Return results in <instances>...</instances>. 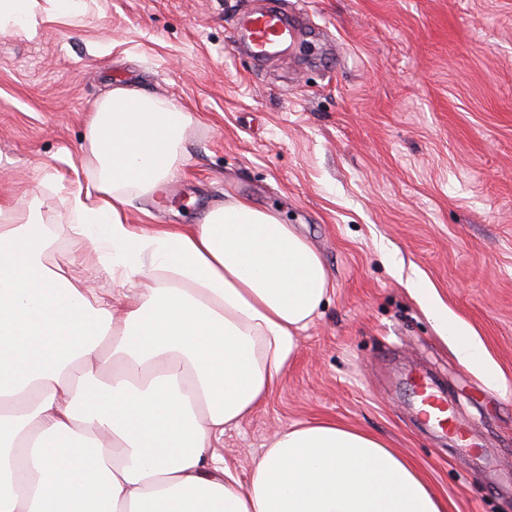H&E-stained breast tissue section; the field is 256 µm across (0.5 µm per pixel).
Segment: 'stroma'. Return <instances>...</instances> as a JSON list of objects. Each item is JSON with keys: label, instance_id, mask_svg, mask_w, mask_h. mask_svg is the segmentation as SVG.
Wrapping results in <instances>:
<instances>
[{"label": "stroma", "instance_id": "1", "mask_svg": "<svg viewBox=\"0 0 512 512\" xmlns=\"http://www.w3.org/2000/svg\"><path fill=\"white\" fill-rule=\"evenodd\" d=\"M263 0H40L37 29L0 33V202L54 231L95 296L118 288L75 249L68 194L97 174L85 122L137 88L189 113L183 155L133 224H197L228 200L275 214L332 283L281 390L215 444L247 483L284 426L332 419L411 461L448 512H512V0H278L287 55L240 42ZM423 278L483 341L489 388L412 294ZM428 374L478 447L416 419Z\"/></svg>", "mask_w": 512, "mask_h": 512}]
</instances>
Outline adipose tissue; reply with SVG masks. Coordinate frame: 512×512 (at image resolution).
<instances>
[{"label": "adipose tissue", "instance_id": "adipose-tissue-1", "mask_svg": "<svg viewBox=\"0 0 512 512\" xmlns=\"http://www.w3.org/2000/svg\"><path fill=\"white\" fill-rule=\"evenodd\" d=\"M188 122L124 87L87 115L98 175L69 192L72 230L131 291L121 319L46 264L44 224L0 206V512H447L383 440L332 420L282 428L244 486L210 454L283 387L331 282L304 237L241 200L198 224L129 223ZM411 288L459 364L496 386L476 335Z\"/></svg>", "mask_w": 512, "mask_h": 512}]
</instances>
